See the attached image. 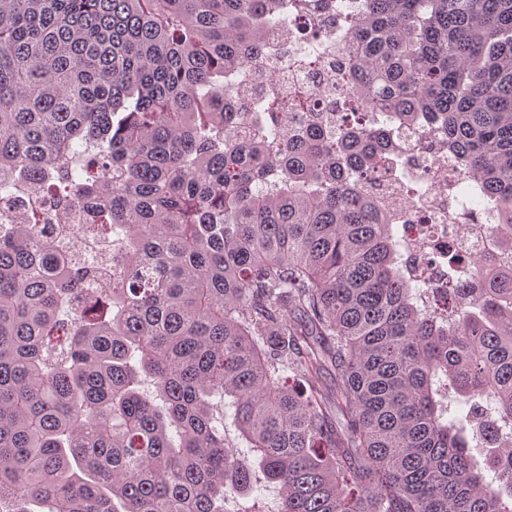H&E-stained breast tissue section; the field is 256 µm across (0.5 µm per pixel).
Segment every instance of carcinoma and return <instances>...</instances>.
I'll return each mask as SVG.
<instances>
[{
    "instance_id": "obj_1",
    "label": "carcinoma",
    "mask_w": 512,
    "mask_h": 512,
    "mask_svg": "<svg viewBox=\"0 0 512 512\" xmlns=\"http://www.w3.org/2000/svg\"><path fill=\"white\" fill-rule=\"evenodd\" d=\"M342 110L235 89L307 0H0V512H512V266L430 309L370 183L438 128L512 237V0H320ZM231 399L251 456L224 437ZM161 400L163 406L155 404ZM13 206L5 207L2 206V217L4 213L9 209L12 214L13 220L18 215L30 208H39L45 213V224H49L45 227L51 231L59 224V228L63 235L68 239L71 247L76 251L83 250L86 245V239L83 233L85 225L88 224L87 213L85 209H77L73 207H61L55 206L48 201L45 203L43 198L38 194H33L25 191L18 195Z\"/></svg>"
}]
</instances>
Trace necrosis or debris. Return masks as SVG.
Returning <instances> with one entry per match:
<instances>
[{
    "label": "necrosis or debris",
    "mask_w": 512,
    "mask_h": 512,
    "mask_svg": "<svg viewBox=\"0 0 512 512\" xmlns=\"http://www.w3.org/2000/svg\"><path fill=\"white\" fill-rule=\"evenodd\" d=\"M270 55H282L284 70L277 76L254 73L247 89L264 88L277 83L282 93L293 89L307 90L319 111H329L328 101L339 78L337 63L343 51L339 37H331L321 48L317 62L307 60V48L299 41L283 42L280 36L268 41ZM401 151L406 159L398 177L376 181L373 191L394 213L400 231V250L411 275L420 279L425 288L427 305L439 304L441 288L447 287L450 277L467 280L469 272L457 269L449 273L446 262L448 249L469 256L488 249L486 226L479 222L477 211L464 195L449 196L447 147L437 129L409 132ZM414 182L418 187L415 198L402 200L401 181ZM37 208L45 213L49 226L59 227L74 250H83L86 239L83 229L88 222L85 210L61 207L45 202L40 195L19 194L12 206L13 214Z\"/></svg>",
    "instance_id": "obj_1"
}]
</instances>
